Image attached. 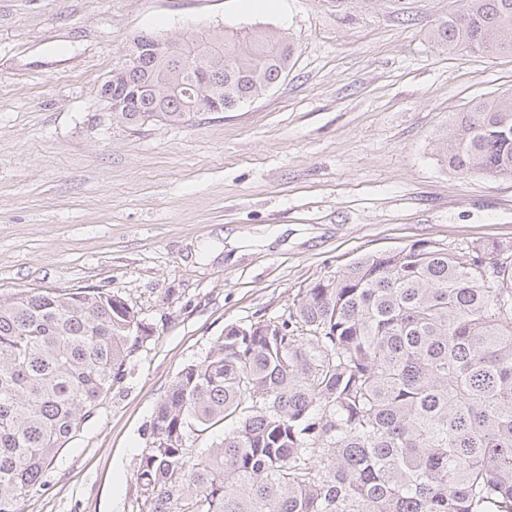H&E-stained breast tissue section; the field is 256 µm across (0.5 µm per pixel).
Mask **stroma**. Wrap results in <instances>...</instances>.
I'll list each match as a JSON object with an SVG mask.
<instances>
[{"instance_id": "obj_1", "label": "stroma", "mask_w": 512, "mask_h": 512, "mask_svg": "<svg viewBox=\"0 0 512 512\" xmlns=\"http://www.w3.org/2000/svg\"><path fill=\"white\" fill-rule=\"evenodd\" d=\"M461 0H0V295L93 287L152 327L20 512H133L157 401L230 325L370 252L512 243V181L433 153L512 91V55L434 44ZM287 33L265 96L133 130L102 84L144 33Z\"/></svg>"}]
</instances>
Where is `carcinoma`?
Listing matches in <instances>:
<instances>
[{"mask_svg":"<svg viewBox=\"0 0 512 512\" xmlns=\"http://www.w3.org/2000/svg\"><path fill=\"white\" fill-rule=\"evenodd\" d=\"M463 2L434 43L512 54V0ZM182 41L214 52L210 80L145 51L112 77L123 123L232 111L295 53L262 27ZM435 150L454 174L512 180V93L460 113ZM149 331L97 288L0 297V512L44 486ZM134 493L136 512H512V244L365 254L287 316L226 327L157 402Z\"/></svg>","mask_w":512,"mask_h":512,"instance_id":"cac0c4a2","label":"carcinoma"}]
</instances>
